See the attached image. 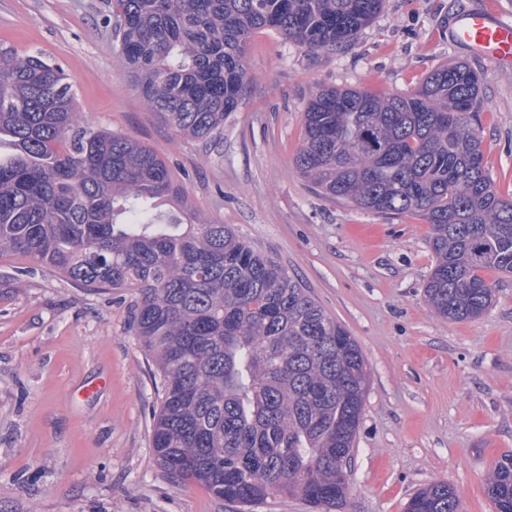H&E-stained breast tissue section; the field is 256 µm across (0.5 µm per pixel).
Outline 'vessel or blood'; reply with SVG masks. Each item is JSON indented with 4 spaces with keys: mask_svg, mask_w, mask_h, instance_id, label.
<instances>
[{
    "mask_svg": "<svg viewBox=\"0 0 512 512\" xmlns=\"http://www.w3.org/2000/svg\"><path fill=\"white\" fill-rule=\"evenodd\" d=\"M448 38L500 70L512 69V24L498 18L491 0L456 17Z\"/></svg>",
    "mask_w": 512,
    "mask_h": 512,
    "instance_id": "vessel-or-blood-1",
    "label": "vessel or blood"
}]
</instances>
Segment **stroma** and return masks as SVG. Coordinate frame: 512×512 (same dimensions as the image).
Instances as JSON below:
<instances>
[{"label": "stroma", "mask_w": 512, "mask_h": 512, "mask_svg": "<svg viewBox=\"0 0 512 512\" xmlns=\"http://www.w3.org/2000/svg\"><path fill=\"white\" fill-rule=\"evenodd\" d=\"M474 0H384L348 45L310 52L273 30L248 50L249 93L213 144L167 126L113 47L111 0H0V41L70 75L80 121L133 137L183 186L195 219L230 224L358 342L371 380L340 512H405L434 481L462 512H494L488 473L512 454V275L489 273L482 316L436 317L423 289L430 227L314 192L294 157L318 87L407 93L443 64L484 79L485 163L512 196V70L448 42ZM130 290L88 291L22 255L0 256V512H233L169 480L151 440L159 376L130 323Z\"/></svg>", "instance_id": "obj_1"}]
</instances>
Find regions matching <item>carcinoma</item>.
I'll list each match as a JSON object with an SVG mask.
<instances>
[{
	"label": "carcinoma",
	"instance_id": "cac0c4a2",
	"mask_svg": "<svg viewBox=\"0 0 512 512\" xmlns=\"http://www.w3.org/2000/svg\"><path fill=\"white\" fill-rule=\"evenodd\" d=\"M383 5L112 0V38L162 121L215 143L248 92L256 32L333 50ZM482 99L483 78L463 62L437 67L408 94L319 87L294 158L325 198L431 226L424 299L451 322L492 305L484 272L512 273V196L498 193L484 162ZM189 210L150 148L80 125L61 66L0 42V255L29 256L91 291L136 292L133 324L161 381L152 444L169 478L249 509L290 495L336 512L370 366L299 280L231 225L196 224ZM485 491L495 512H512V455ZM406 512H461V496L436 481Z\"/></svg>",
	"mask_w": 512,
	"mask_h": 512
}]
</instances>
